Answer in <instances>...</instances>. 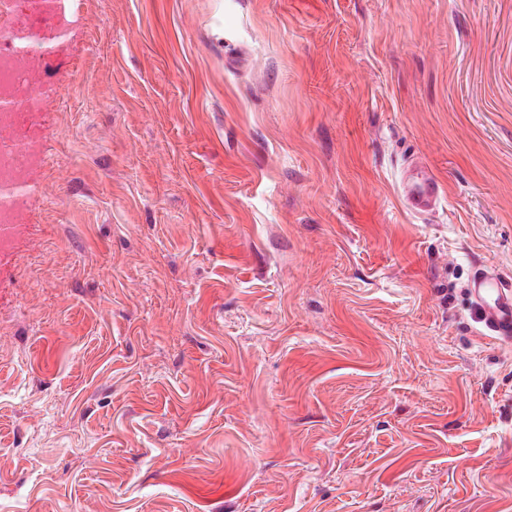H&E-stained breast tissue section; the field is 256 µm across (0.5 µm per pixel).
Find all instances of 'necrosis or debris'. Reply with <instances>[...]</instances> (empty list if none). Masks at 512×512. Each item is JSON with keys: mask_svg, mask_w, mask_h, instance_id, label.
I'll use <instances>...</instances> for the list:
<instances>
[{"mask_svg": "<svg viewBox=\"0 0 512 512\" xmlns=\"http://www.w3.org/2000/svg\"><path fill=\"white\" fill-rule=\"evenodd\" d=\"M73 13L60 0L37 7L30 0H0V225L18 224L29 203L23 188L41 163L40 118L58 87L51 84L43 55L59 45Z\"/></svg>", "mask_w": 512, "mask_h": 512, "instance_id": "4bbe7bcc", "label": "necrosis or debris"}]
</instances>
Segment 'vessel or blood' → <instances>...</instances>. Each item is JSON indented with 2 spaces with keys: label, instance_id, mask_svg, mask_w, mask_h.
Here are the masks:
<instances>
[{
  "label": "vessel or blood",
  "instance_id": "obj_1",
  "mask_svg": "<svg viewBox=\"0 0 512 512\" xmlns=\"http://www.w3.org/2000/svg\"><path fill=\"white\" fill-rule=\"evenodd\" d=\"M400 188L409 211L428 215L437 210L444 188L422 162L409 164L402 172ZM469 294L480 312L487 336L507 342L512 340V282L494 270L476 266L469 282Z\"/></svg>",
  "mask_w": 512,
  "mask_h": 512
}]
</instances>
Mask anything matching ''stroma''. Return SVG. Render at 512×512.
Segmentation results:
<instances>
[{
    "label": "stroma",
    "mask_w": 512,
    "mask_h": 512,
    "mask_svg": "<svg viewBox=\"0 0 512 512\" xmlns=\"http://www.w3.org/2000/svg\"><path fill=\"white\" fill-rule=\"evenodd\" d=\"M73 11L0 261V512H512L467 292L512 279V0ZM400 188L407 209L420 216L436 211L445 194L443 185L422 162L410 163L403 170Z\"/></svg>",
    "instance_id": "obj_1"
}]
</instances>
